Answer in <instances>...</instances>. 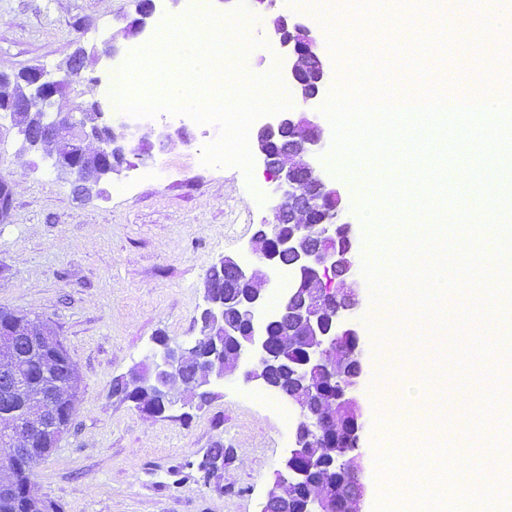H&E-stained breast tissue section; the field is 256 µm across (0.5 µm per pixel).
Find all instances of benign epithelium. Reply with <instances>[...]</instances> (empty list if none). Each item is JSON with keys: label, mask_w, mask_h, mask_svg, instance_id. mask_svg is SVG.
<instances>
[{"label": "benign epithelium", "mask_w": 512, "mask_h": 512, "mask_svg": "<svg viewBox=\"0 0 512 512\" xmlns=\"http://www.w3.org/2000/svg\"><path fill=\"white\" fill-rule=\"evenodd\" d=\"M158 0H137L138 18L134 20L136 31L146 30L148 20L157 11ZM274 39L287 52L286 74L300 107L288 112H279L261 124L255 136L254 153L257 161L270 177L271 193L279 200L276 213H281L282 203H288V215L294 219V230L280 239L275 249L262 248L266 232L259 227L248 245V258L224 257L227 276L245 292L235 299L234 319L225 318L224 303L205 294L204 304L198 309L195 323L207 325L214 330L212 361L198 374L195 393L199 403L211 395L210 388L227 379L256 382L271 393H280L278 385L270 378V372L285 370L294 379L299 392L291 398L297 409L299 422L294 434L293 446L282 459L274 473V479L260 512H277L290 497L302 495L304 512H336L341 500L339 486L334 481H318L297 468L298 459L309 460L310 469H318L322 461L311 455L312 447L322 440V420L311 408L319 399L312 386V377L320 371L339 380L336 391L337 402L356 409L357 424L352 433L356 455L339 462L354 477L357 494L344 503L348 512H362L361 503L366 488L359 478L361 459L359 452L365 420L357 400L361 385L362 369L349 373L347 360H336V344L343 338L355 340L352 362L359 365L364 354L360 342V325L357 307L361 287L358 250L355 245L352 225L346 223L347 241L344 248L334 246L336 220L347 209L336 183L326 177L314 163V157L328 148L324 129L311 121L307 107L322 95L330 80L319 48V37L302 22L286 17L277 19L273 31ZM86 50L77 48L65 67L55 77H50L40 66H32L17 73H0V106L14 112L63 111L67 93L71 87L85 80ZM80 112L94 113L96 120L90 127L83 121H70L23 125L18 134L24 143L37 149L46 142L59 145L54 156V170L79 182L83 178H97L104 182L112 173L126 163L124 142L130 138L127 128L118 131L113 126L109 104L100 100L83 103ZM334 200L336 208L329 220L323 224H311L308 215L320 204ZM10 182L0 180V220L6 221L12 210ZM292 256L291 265L281 283L282 299L275 319L284 325L285 332L291 326L302 329L308 340L307 357L298 366L288 365L285 350L270 345L267 326L271 320L258 323L259 314L265 309L268 289L258 288L254 283V270L249 264L255 262L268 271L281 269L282 255ZM342 272L344 283L353 291L349 306L335 311L328 309L327 297L332 291L318 287L328 279L329 273ZM26 348L36 354L42 375H55L62 355L63 343L53 326L47 322L34 330L23 323L11 324L0 333V398L4 405L26 404L33 407L30 415L23 410L10 412V419L0 423V463L10 465L20 457L35 460L30 425L35 424L46 442H59L67 429L61 414L74 404L76 389L70 382L64 388L49 385L37 396H32L27 384L25 366L28 355L21 353ZM197 356L196 345L169 341L157 343V348L129 374L117 379L122 385L138 387L162 399L167 405L174 402V391L181 386L182 371L188 361Z\"/></svg>", "instance_id": "benign-epithelium-1"}]
</instances>
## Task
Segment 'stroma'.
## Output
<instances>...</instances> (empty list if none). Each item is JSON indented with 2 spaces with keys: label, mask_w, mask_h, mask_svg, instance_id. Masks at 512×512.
Returning <instances> with one entry per match:
<instances>
[{
  "label": "stroma",
  "mask_w": 512,
  "mask_h": 512,
  "mask_svg": "<svg viewBox=\"0 0 512 512\" xmlns=\"http://www.w3.org/2000/svg\"><path fill=\"white\" fill-rule=\"evenodd\" d=\"M281 12H252L245 54L254 76L283 69V54L269 55L273 21ZM134 0H0V71L38 64L55 72L77 45L103 46ZM398 49L390 56L389 96H418L433 84L461 94L467 72L458 60L457 31L447 24L442 45L417 13L389 23ZM184 136L157 144L159 125L135 128L154 142L152 158L137 161L103 187L77 199L50 159L24 151L15 130L0 128V176L9 180L13 207L0 224V308L48 320L56 328L81 382L71 424L57 448L31 468L44 498L63 512H259L291 432L278 415L255 400L256 385L225 383L191 418L180 407L163 415L137 411L113 395L112 381L141 361L157 336L187 342L204 302L209 267L243 253L259 225L272 223L277 204L260 165H207L210 138L187 123ZM167 161L163 178L151 177L155 160ZM128 193H119L121 185ZM365 344L360 392L367 428L361 448L367 486L364 512H378L385 463L380 434L405 433L396 455L404 466L444 470V441L421 419L385 418L374 390L379 356L391 348L399 380L424 381L436 393L456 387L463 401L488 396L491 406L466 414L472 463H480L486 430L512 420V366L495 353L461 364L457 349L469 346L480 324L456 322L424 330L421 341L382 336L371 316L370 288L360 296ZM230 448L223 467L202 475L197 464L216 446Z\"/></svg>",
  "instance_id": "1"
}]
</instances>
